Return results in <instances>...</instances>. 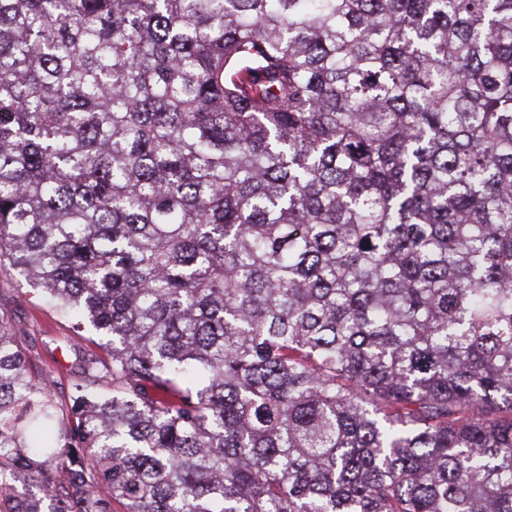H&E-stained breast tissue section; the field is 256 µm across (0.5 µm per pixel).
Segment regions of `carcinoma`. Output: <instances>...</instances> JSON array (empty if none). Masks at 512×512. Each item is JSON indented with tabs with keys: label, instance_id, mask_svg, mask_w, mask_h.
I'll return each mask as SVG.
<instances>
[{
	"label": "carcinoma",
	"instance_id": "carcinoma-1",
	"mask_svg": "<svg viewBox=\"0 0 512 512\" xmlns=\"http://www.w3.org/2000/svg\"><path fill=\"white\" fill-rule=\"evenodd\" d=\"M0 270V512H512V0H0ZM28 288L15 276L0 270V332L2 329L27 336L24 346L34 348L30 359L33 374L47 376L57 398L68 403L81 358L95 348L84 339L99 338L87 329L79 331L49 304L29 294ZM67 336L75 339V345Z\"/></svg>",
	"mask_w": 512,
	"mask_h": 512
}]
</instances>
